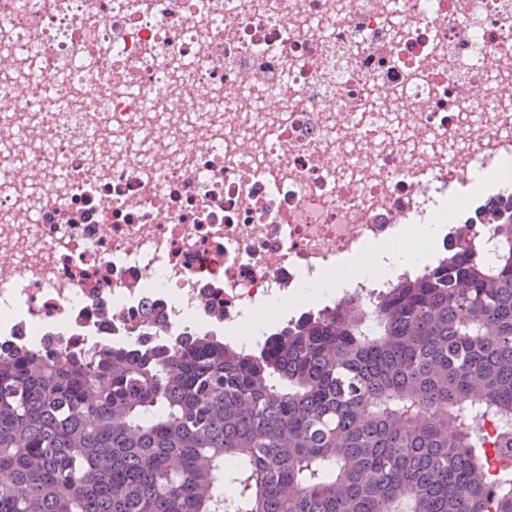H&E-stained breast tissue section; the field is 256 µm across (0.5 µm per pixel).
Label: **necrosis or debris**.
I'll list each match as a JSON object with an SVG mask.
<instances>
[{"instance_id":"obj_1","label":"necrosis or debris","mask_w":512,"mask_h":512,"mask_svg":"<svg viewBox=\"0 0 512 512\" xmlns=\"http://www.w3.org/2000/svg\"><path fill=\"white\" fill-rule=\"evenodd\" d=\"M512 160V0H0V347L227 328Z\"/></svg>"}]
</instances>
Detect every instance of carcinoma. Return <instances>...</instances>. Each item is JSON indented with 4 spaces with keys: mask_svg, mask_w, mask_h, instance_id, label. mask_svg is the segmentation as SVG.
<instances>
[{
    "mask_svg": "<svg viewBox=\"0 0 512 512\" xmlns=\"http://www.w3.org/2000/svg\"><path fill=\"white\" fill-rule=\"evenodd\" d=\"M397 282L240 353L215 334L135 353H0V512H512L464 410L512 415V193Z\"/></svg>",
    "mask_w": 512,
    "mask_h": 512,
    "instance_id": "carcinoma-1",
    "label": "carcinoma"
}]
</instances>
